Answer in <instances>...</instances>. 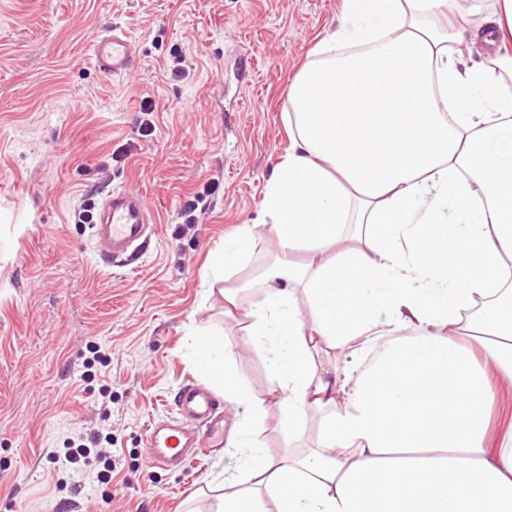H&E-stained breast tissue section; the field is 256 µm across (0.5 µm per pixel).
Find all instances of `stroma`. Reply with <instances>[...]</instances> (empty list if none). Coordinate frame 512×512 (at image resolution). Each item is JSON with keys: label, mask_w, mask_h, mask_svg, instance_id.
I'll use <instances>...</instances> for the list:
<instances>
[{"label": "stroma", "mask_w": 512, "mask_h": 512, "mask_svg": "<svg viewBox=\"0 0 512 512\" xmlns=\"http://www.w3.org/2000/svg\"><path fill=\"white\" fill-rule=\"evenodd\" d=\"M340 0H0V512H214L223 449L178 470L152 467L150 423L202 378L190 335L219 329L248 384L275 409L278 380L245 332L261 298L224 313L211 254L238 228L263 239L234 274L253 277L275 244L265 187L288 150V88ZM119 28L137 48L100 72L93 38ZM181 57L188 78L172 74ZM150 111H143V104ZM214 181L198 222L187 197ZM112 188L143 194L157 233L133 265L98 263L73 213ZM98 433L93 472L58 457ZM275 417L256 430L273 456L312 445ZM111 469L102 483L95 474Z\"/></svg>", "instance_id": "obj_1"}]
</instances>
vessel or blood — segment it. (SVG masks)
Segmentation results:
<instances>
[{"label":"vessel or blood","instance_id":"vessel-or-blood-1","mask_svg":"<svg viewBox=\"0 0 512 512\" xmlns=\"http://www.w3.org/2000/svg\"><path fill=\"white\" fill-rule=\"evenodd\" d=\"M92 49L98 69L107 75L126 74L136 60L130 38L117 29L96 36ZM156 222L155 211L139 193L122 188L107 191L94 224L98 262L107 267L133 263L149 246ZM175 405L178 420L156 422L147 432V456L153 466H182L224 445L220 403L209 389L185 386Z\"/></svg>","mask_w":512,"mask_h":512}]
</instances>
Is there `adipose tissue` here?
<instances>
[{
  "mask_svg": "<svg viewBox=\"0 0 512 512\" xmlns=\"http://www.w3.org/2000/svg\"><path fill=\"white\" fill-rule=\"evenodd\" d=\"M498 3L342 0L294 77L262 201L278 256L246 334L279 381L282 430L313 414L320 433L269 457L253 437L265 400L230 343L194 337L196 369L239 416L216 512H512V426L490 432L512 382V52L466 65L452 48L459 20L512 39V0ZM257 241L226 238L213 274Z\"/></svg>",
  "mask_w": 512,
  "mask_h": 512,
  "instance_id": "adipose-tissue-1",
  "label": "adipose tissue"
}]
</instances>
